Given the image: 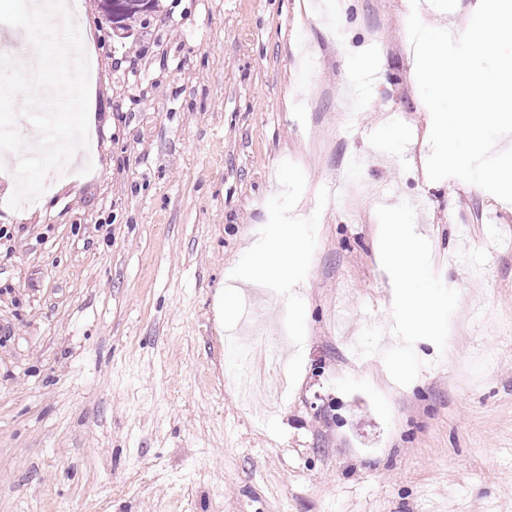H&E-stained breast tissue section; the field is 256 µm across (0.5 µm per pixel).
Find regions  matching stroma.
<instances>
[{"mask_svg": "<svg viewBox=\"0 0 512 512\" xmlns=\"http://www.w3.org/2000/svg\"><path fill=\"white\" fill-rule=\"evenodd\" d=\"M316 3L159 0L121 37L83 0L87 149L17 210L0 152V512H512V203L430 187L410 0H333L340 45ZM414 199L429 328L386 243ZM247 277L288 357L265 412Z\"/></svg>", "mask_w": 512, "mask_h": 512, "instance_id": "1", "label": "stroma"}]
</instances>
